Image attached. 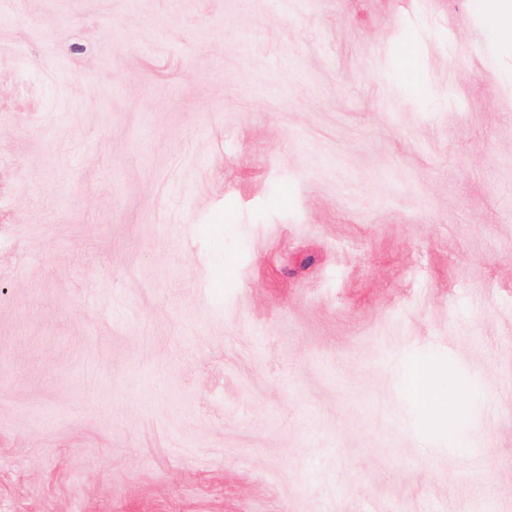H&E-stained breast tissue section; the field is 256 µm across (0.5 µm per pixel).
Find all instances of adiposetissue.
Masks as SVG:
<instances>
[{
  "instance_id": "1",
  "label": "adipose tissue",
  "mask_w": 512,
  "mask_h": 512,
  "mask_svg": "<svg viewBox=\"0 0 512 512\" xmlns=\"http://www.w3.org/2000/svg\"><path fill=\"white\" fill-rule=\"evenodd\" d=\"M404 392L417 411L436 417L454 415L456 424L450 432L458 452L464 453L472 446V430L464 422L476 396L461 397L453 387L447 370L437 369L435 364L417 361L410 365L403 382Z\"/></svg>"
}]
</instances>
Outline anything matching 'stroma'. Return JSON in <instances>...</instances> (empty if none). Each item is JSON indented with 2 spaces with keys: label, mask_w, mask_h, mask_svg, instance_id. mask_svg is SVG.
<instances>
[{
  "label": "stroma",
  "mask_w": 512,
  "mask_h": 512,
  "mask_svg": "<svg viewBox=\"0 0 512 512\" xmlns=\"http://www.w3.org/2000/svg\"><path fill=\"white\" fill-rule=\"evenodd\" d=\"M484 30L477 0H0V512H512ZM430 355L484 397L469 452L401 392Z\"/></svg>",
  "instance_id": "stroma-1"
}]
</instances>
